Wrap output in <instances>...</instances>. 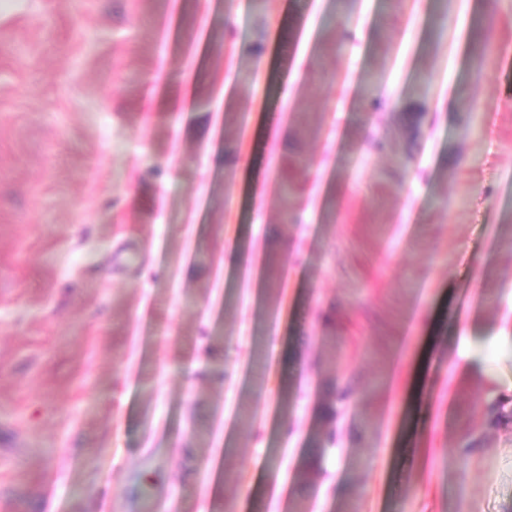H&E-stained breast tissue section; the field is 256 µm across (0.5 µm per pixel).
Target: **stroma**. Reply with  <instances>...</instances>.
I'll return each mask as SVG.
<instances>
[{
    "label": "stroma",
    "instance_id": "35a3bbf8",
    "mask_svg": "<svg viewBox=\"0 0 512 512\" xmlns=\"http://www.w3.org/2000/svg\"><path fill=\"white\" fill-rule=\"evenodd\" d=\"M501 386L512 0H0V512H512ZM404 368L410 373L405 400L408 405H412L415 409H417L416 414L418 415L419 404L417 405V389L420 385V382H422L425 378L421 355L419 354L417 357L406 356L404 359Z\"/></svg>",
    "mask_w": 512,
    "mask_h": 512
}]
</instances>
